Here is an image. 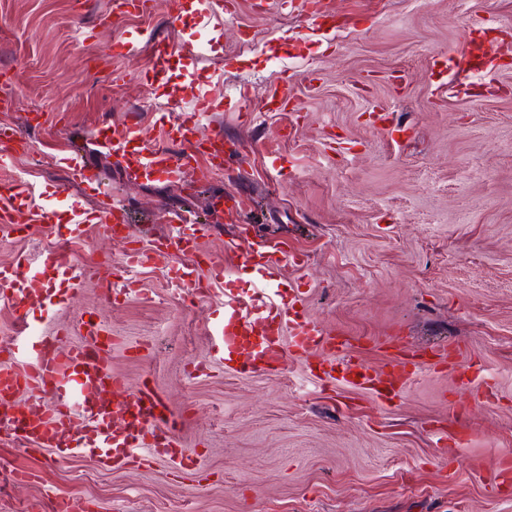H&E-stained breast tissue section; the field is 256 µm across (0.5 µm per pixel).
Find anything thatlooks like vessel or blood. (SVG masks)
I'll list each match as a JSON object with an SVG mask.
<instances>
[{"label":"vessel or blood","instance_id":"1","mask_svg":"<svg viewBox=\"0 0 512 512\" xmlns=\"http://www.w3.org/2000/svg\"><path fill=\"white\" fill-rule=\"evenodd\" d=\"M460 58L471 61L474 72L485 69L474 36H466L461 48L449 49L445 61L452 67ZM94 146L119 157L134 180L151 181L163 175L174 184L191 170L194 158L203 159L200 175L206 178L222 170L231 154L219 131L204 140L194 158L150 145L132 119L101 129ZM0 195L9 200L8 206L0 208L1 239L39 222L48 236L59 241L58 248L35 257L22 254L13 265L0 266V297L12 304L19 328L0 357V435L29 450L50 448L67 458L89 454L104 468L129 466L149 456L164 461L171 470H181L193 456L180 437L181 415L152 386L126 394L124 379L111 367L116 340L104 337L97 322L82 318L42 336L29 335L30 308L37 303L53 304L59 293L34 280L27 269L39 264L43 273L56 274L69 293H76L95 269L76 264L66 245L83 240L87 227L94 223L123 246V274L105 284V299L129 294L136 285L134 272L160 264L166 267L168 283L195 289L204 297L224 280L223 262L198 252L207 225L178 215L169 219L166 235L141 247L134 243L123 207L107 206L89 216L63 198L61 191L39 202L29 188L9 179L0 181ZM240 249L244 264L255 267L259 286L250 294L224 299V316L210 333L221 363L244 353L252 371L272 372L286 348L301 353L314 349L325 355L320 367L323 381L366 388L392 400L414 376L453 365L461 351L457 344L439 345L431 357L417 358L399 343L385 370L375 372L348 358L342 343L320 323L300 312H289L266 291L267 278L288 257L282 244L262 246L246 239Z\"/></svg>","mask_w":512,"mask_h":512}]
</instances>
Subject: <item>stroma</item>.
Instances as JSON below:
<instances>
[{
	"label": "stroma",
	"mask_w": 512,
	"mask_h": 512,
	"mask_svg": "<svg viewBox=\"0 0 512 512\" xmlns=\"http://www.w3.org/2000/svg\"><path fill=\"white\" fill-rule=\"evenodd\" d=\"M323 7L337 24L313 26L292 0H229L204 30L193 9L172 19L167 0L144 16L116 15L112 0H0V129L18 132L0 144V178L64 190L90 213L123 205L143 246L168 232V213L207 215L216 195L244 203L238 223L199 241L226 269L208 298L172 288L158 266L106 301L122 246L93 226L68 249L100 278L29 315L48 332L95 313L117 340L112 370L128 392L150 384L184 414L197 467L179 478L157 460L104 470L0 439V512H51L59 498L90 512H512V489L490 479L512 449V0ZM474 27L504 42L491 75L445 70L443 55ZM120 41L141 54H115ZM158 43L177 51L153 75ZM285 82L293 100L278 112ZM200 87L217 104L198 116L200 134L222 130L233 150L207 184L194 171L129 183L94 148L100 129L132 116L148 142L166 143L163 104L192 113ZM76 144L98 189L55 162ZM268 234L307 263L283 262L270 291L353 337L354 357L382 366L392 351L377 340L391 335L412 349L456 342L462 356L390 405L323 384L291 351L275 375L222 366L209 326L226 293L255 286L237 245ZM486 383L492 405L474 403ZM17 471L27 483L7 482Z\"/></svg>",
	"instance_id": "obj_1"
}]
</instances>
